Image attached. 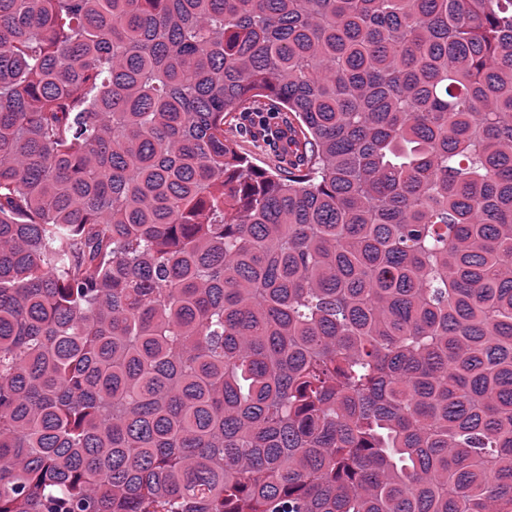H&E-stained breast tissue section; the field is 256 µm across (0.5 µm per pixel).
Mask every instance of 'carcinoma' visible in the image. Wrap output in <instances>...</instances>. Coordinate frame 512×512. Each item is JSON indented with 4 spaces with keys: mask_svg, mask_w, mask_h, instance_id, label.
Masks as SVG:
<instances>
[{
    "mask_svg": "<svg viewBox=\"0 0 512 512\" xmlns=\"http://www.w3.org/2000/svg\"><path fill=\"white\" fill-rule=\"evenodd\" d=\"M0 512H512V0H0ZM253 113H266L257 115L261 117L259 125L265 128L273 129V127L281 125V114L278 112H230L224 119V136L230 140L237 142L240 151L253 161V164L267 172H275L280 166L281 159V142L277 140L269 141L261 132L258 125V118ZM275 118V119H274ZM271 121V125H270ZM266 129V131L268 130ZM265 131V132H266Z\"/></svg>",
    "mask_w": 512,
    "mask_h": 512,
    "instance_id": "carcinoma-1",
    "label": "carcinoma"
}]
</instances>
